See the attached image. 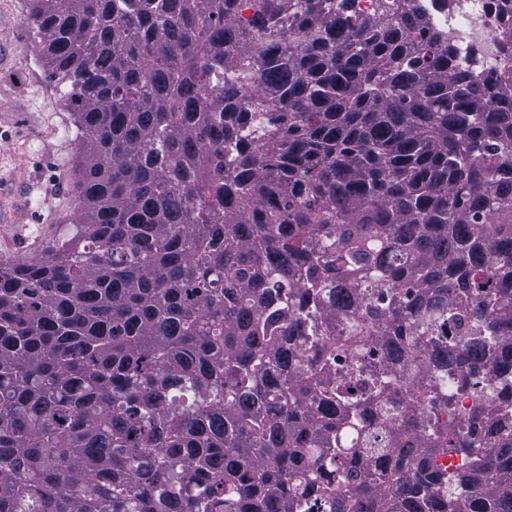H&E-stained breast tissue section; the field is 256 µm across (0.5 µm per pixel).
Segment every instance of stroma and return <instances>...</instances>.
Masks as SVG:
<instances>
[{
  "instance_id": "1",
  "label": "stroma",
  "mask_w": 512,
  "mask_h": 512,
  "mask_svg": "<svg viewBox=\"0 0 512 512\" xmlns=\"http://www.w3.org/2000/svg\"><path fill=\"white\" fill-rule=\"evenodd\" d=\"M29 0H0V261L40 254L66 233L77 202L76 129L27 22Z\"/></svg>"
}]
</instances>
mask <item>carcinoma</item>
Here are the masks:
<instances>
[{
  "mask_svg": "<svg viewBox=\"0 0 512 512\" xmlns=\"http://www.w3.org/2000/svg\"><path fill=\"white\" fill-rule=\"evenodd\" d=\"M416 2L31 0L81 205L0 263V512H512V67Z\"/></svg>",
  "mask_w": 512,
  "mask_h": 512,
  "instance_id": "1",
  "label": "carcinoma"
}]
</instances>
